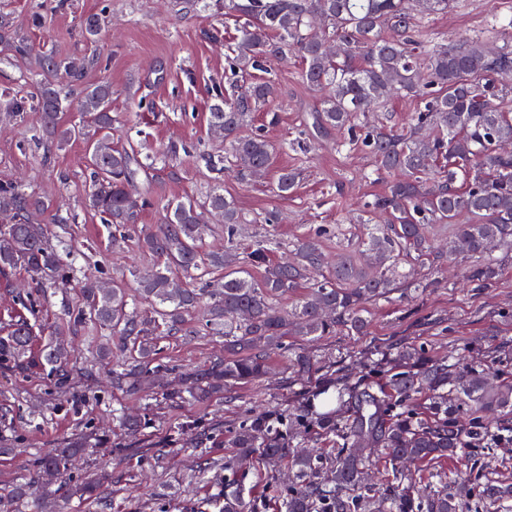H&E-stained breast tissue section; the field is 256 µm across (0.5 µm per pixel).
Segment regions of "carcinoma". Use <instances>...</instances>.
<instances>
[{"label": "carcinoma", "instance_id": "carcinoma-1", "mask_svg": "<svg viewBox=\"0 0 512 512\" xmlns=\"http://www.w3.org/2000/svg\"><path fill=\"white\" fill-rule=\"evenodd\" d=\"M239 20L238 51L232 65L260 68L266 63L297 56L301 80L319 92L311 127L325 132L345 130L337 143L366 150L376 162L374 172H396L384 194L370 207L388 212L391 223L369 232L363 241L377 265L365 266L349 253H339L325 265L320 229L288 243L294 260L278 263L271 249L256 242L239 261L230 252L203 254L200 244L208 225L205 214L220 213L224 227L234 232L245 216L220 189L205 201H171L158 227L138 238L139 247L157 259L153 269L135 277V293L118 285H83L84 306L73 322L87 321L121 338L137 352L136 363L112 370V387L138 394L151 381L159 328L169 335L183 330L186 317L197 307L199 292L178 275L203 282L221 275L220 291L208 306L206 331L224 337V358L190 376L177 395L208 400L226 389L259 379L266 371L271 349L290 352V335L327 336L340 326L365 335L364 304L386 299L403 275L398 265L406 258L425 262L434 254L430 229L448 225V253L491 255L494 246L512 249V155L496 150L512 141V108L504 103L499 78L512 75V43L490 52L486 41L465 38L448 44L431 27L433 16L448 12L452 0H214ZM104 26L103 13L82 17L81 33L96 40ZM488 33L512 32V7L496 10L485 23ZM0 41L19 57H32L42 76L36 94L41 112V139L51 155L76 137L62 121L72 100L45 79L65 73L79 90V108L97 129L88 142L86 162L92 185L86 195L89 210L117 227L137 219L150 205L146 195L131 186L139 174L166 159L189 154L187 146L171 141L162 150L140 159L134 150L117 146L112 137V85L81 86L86 70L99 64L96 56H58L32 44L8 16H0ZM271 81L251 83L233 94L215 88L208 124L224 135L229 159L241 180H250L270 165L273 145L261 135L243 136L247 115L275 96ZM413 98L419 107L407 130L395 133L367 123V114L394 94ZM297 173L278 171L274 192L286 197L296 186ZM0 205L14 212V223L0 226V274L23 269L39 284L60 288L73 281L76 267L63 237L53 244L36 216L47 205L42 196L17 185L0 186ZM264 268L253 279L242 264ZM498 267L489 258L469 276L475 288H490ZM307 289L288 311L275 306L278 297ZM33 325L23 320L3 338L20 372L67 367L69 353L49 341L39 352L30 350ZM387 353L375 351L368 373H387L378 392L355 397L352 418L341 421L306 405L274 424L266 416H248L235 428L232 444L242 456L268 461L289 458L293 480L270 478L268 489L285 512H512V483L483 477L481 459L493 448L512 443V382L494 365H472L459 358L436 362L424 345L399 353L398 366L385 369ZM317 429L336 437L335 456L296 452L294 439ZM376 444L392 467L393 482L367 486L370 465L367 445ZM81 448L66 444L39 456L38 473L59 474ZM460 456L462 470L430 473L429 492L417 497L412 476L399 469L405 461L434 464ZM224 483L222 512H252L234 488ZM100 479L80 477L74 493L90 499L99 495Z\"/></svg>", "mask_w": 512, "mask_h": 512}]
</instances>
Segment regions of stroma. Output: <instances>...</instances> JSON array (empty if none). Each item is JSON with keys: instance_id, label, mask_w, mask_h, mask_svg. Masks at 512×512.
<instances>
[{"instance_id": "35a3bbf8", "label": "stroma", "mask_w": 512, "mask_h": 512, "mask_svg": "<svg viewBox=\"0 0 512 512\" xmlns=\"http://www.w3.org/2000/svg\"><path fill=\"white\" fill-rule=\"evenodd\" d=\"M501 3L457 0L448 13L435 16L433 25L454 43L477 34ZM37 5L44 24L29 31L30 41L59 55H98L100 67L90 69L84 82H111L120 145L132 146L143 156L171 141L186 143L191 150L167 170L139 177L134 190L148 193L152 205L139 214L137 229H155L168 202L200 199L219 187L248 221L237 225L234 237L220 230L206 236L202 252L231 244L244 252L257 240L273 236L290 241L322 226L330 231L323 241L328 257L343 249L361 250L368 232L358 221L363 204L382 195L387 181L364 179V172L375 166L371 155L337 151L341 132L332 130L298 146L317 98L300 80L299 58L271 63L265 71L230 72L225 48L237 37L235 17L212 9L187 12L181 0H68L62 10L54 0H0V14L22 27ZM99 10L106 13L105 25L90 44L81 36L80 19ZM30 70L28 60L12 56L0 43V184L23 185L50 202L52 209L41 220L52 232L67 230L78 273L64 289L37 287L22 271L0 275V338L11 323L26 317L21 303L32 299L39 309L37 335L68 343L73 358L59 385L46 371L19 373L0 358V512H39L38 504L47 495L58 512H221L223 470H211L201 480L193 473L203 459H231V433L244 415L284 418L307 403L323 411L325 390L367 388L366 365L379 346L424 342L441 363L460 353L475 364L512 355V251L498 248L494 255L500 272L493 287L471 286L468 275L482 264L474 255L456 256L442 268L406 262L403 271L411 281L426 283V290L397 291L390 300L368 305L366 335L349 336L339 329L314 341L289 338L293 351L311 357V372H298L274 351L261 380L187 404L170 399V391L181 389V375L207 367L224 349L223 337L204 329L210 298L202 296L187 317L185 332L157 340V361L174 367V374L160 377L137 395L113 392L112 365L123 357L119 340L109 339L95 325L73 327L69 317L83 305L81 281L108 282L131 268L142 272L152 268L154 259L133 241L124 252H113L112 227L83 206L89 184L85 139L93 135V126L83 124L84 137L48 155L35 140L40 112L30 108L13 115V98L33 90L24 80ZM267 78L274 80L278 94L268 109L250 113L244 127L261 131L272 143L269 173L248 182L230 169L214 175L199 160L203 154L217 160L225 156L223 139L208 130L211 86L228 90ZM283 168L296 169L299 178L290 195L279 197L273 182ZM57 208L71 213L73 223L56 225ZM272 210L280 213V224H265ZM434 279L439 282L435 288L430 285ZM104 342L112 349L105 359L98 355ZM118 407L145 415L146 425L135 434L120 429L112 420ZM73 439L83 440L85 447L75 469L95 472L104 481L100 502L79 498L61 478L40 480L27 499L8 498L12 483L31 475L36 455ZM273 472L287 478L288 466H272L258 456L243 461L237 479L244 499H261Z\"/></svg>"}]
</instances>
